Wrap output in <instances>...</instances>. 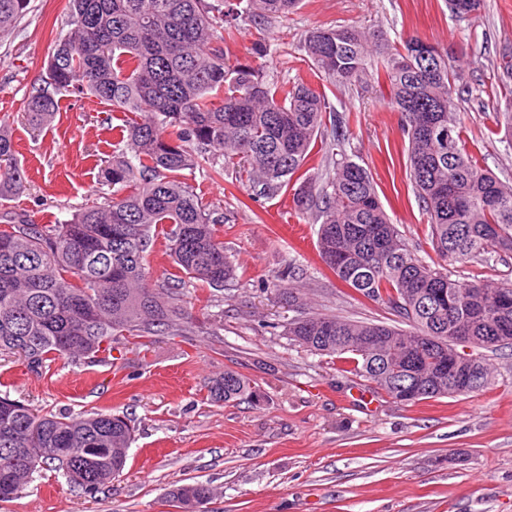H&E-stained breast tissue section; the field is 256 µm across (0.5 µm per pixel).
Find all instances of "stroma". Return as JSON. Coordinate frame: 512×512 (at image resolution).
Masks as SVG:
<instances>
[{"label":"stroma","mask_w":512,"mask_h":512,"mask_svg":"<svg viewBox=\"0 0 512 512\" xmlns=\"http://www.w3.org/2000/svg\"><path fill=\"white\" fill-rule=\"evenodd\" d=\"M68 15V0H31L0 42V114L28 177L22 194L0 201V212L39 224L63 223L111 196L101 170L126 151L104 122L111 105L93 97L58 94V111L39 133L23 120L28 95L45 84L54 41L69 30ZM334 26L456 51L473 90L456 102L467 139L512 184V142L493 127L498 65L512 50V0H483L464 20L444 0H301L270 27L242 25L228 61L257 59L268 80L292 82L308 75L306 33ZM332 101L350 115L347 155L369 169L409 246L425 245L427 216L387 85L339 86ZM189 180L223 216L218 236L238 278L220 291L185 288L182 335L136 339L80 366L59 358L39 375L0 356V391L12 399L57 414L109 409L136 429L123 472L95 495L46 471L0 512H175L168 489L193 482L216 489V512H512V348L485 350L493 383L469 395L400 404L357 376H341L338 360L290 340L286 325L296 310L279 293V274L298 267L293 285L314 313L391 324V310L352 292L322 263L319 225L296 211L291 193L240 207L231 178L212 181L198 171ZM228 369L247 377L256 397L213 402L209 388Z\"/></svg>","instance_id":"35a3bbf8"}]
</instances>
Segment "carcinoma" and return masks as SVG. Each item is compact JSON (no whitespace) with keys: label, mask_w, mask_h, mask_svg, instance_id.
<instances>
[{"label":"carcinoma","mask_w":512,"mask_h":512,"mask_svg":"<svg viewBox=\"0 0 512 512\" xmlns=\"http://www.w3.org/2000/svg\"><path fill=\"white\" fill-rule=\"evenodd\" d=\"M301 0H69L70 32L53 45L46 86L24 103L23 118L41 131L58 109L55 93L72 88L127 112L130 155L102 170L112 197L63 224L0 214V355H17L39 374L58 357L81 365L129 337L154 335L180 320L185 280L223 290L238 268L216 238L215 212L184 172L215 181L230 175L249 199L293 191L303 215L320 223L322 261L356 294L386 305L406 331L336 315L299 314L291 340L353 364L351 372L397 394L415 385L418 400L472 394L492 384L475 358L467 389L440 373L438 358L454 336L476 348L512 347V281L452 277L448 266L512 256V185L497 178L463 138L454 98L469 96L452 57L414 55L418 38L379 48L375 35L316 28L303 62L331 85L367 74L387 84L409 140V173L428 218V244L444 264L409 247L379 199L370 171L341 147L350 116L325 88L274 83L254 63L229 65L225 45L241 25L266 27ZM460 18L481 0H446ZM30 0H0V40ZM321 169L310 172L312 154ZM12 133L0 123V200L26 189ZM161 231L176 272L162 289L144 254ZM238 372L210 387L216 402L254 396ZM134 441L130 421L108 410L56 415L0 395V503L43 470L88 495L122 473ZM207 483L168 491L174 507L209 505Z\"/></svg>","instance_id":"obj_1"}]
</instances>
